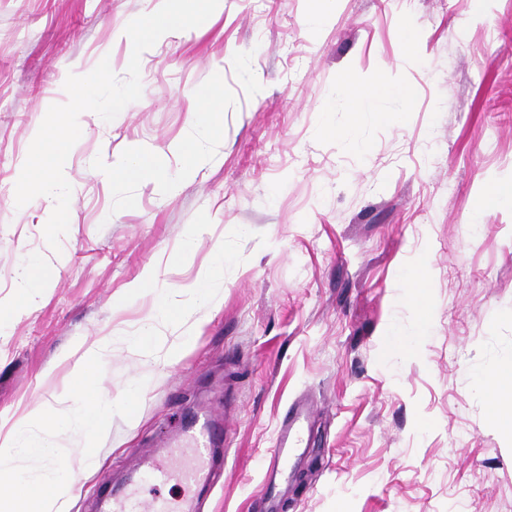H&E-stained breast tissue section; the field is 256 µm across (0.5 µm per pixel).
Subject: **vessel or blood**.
<instances>
[{"instance_id": "obj_1", "label": "vessel or blood", "mask_w": 512, "mask_h": 512, "mask_svg": "<svg viewBox=\"0 0 512 512\" xmlns=\"http://www.w3.org/2000/svg\"><path fill=\"white\" fill-rule=\"evenodd\" d=\"M312 413L306 402H292L283 417L276 439L277 451L266 471L264 490L274 495L276 478L284 470L289 455L297 453L304 443V429ZM222 435L213 429L209 419L196 420L182 441L167 451V463L153 466L152 478L157 482L177 479L186 487H207L213 477V450Z\"/></svg>"}]
</instances>
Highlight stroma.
I'll return each instance as SVG.
<instances>
[{"label": "stroma", "mask_w": 512, "mask_h": 512, "mask_svg": "<svg viewBox=\"0 0 512 512\" xmlns=\"http://www.w3.org/2000/svg\"><path fill=\"white\" fill-rule=\"evenodd\" d=\"M151 7L0 0V302L23 295L19 269L44 272L34 306L0 321V424L59 409L73 350L106 336L102 396L145 387L98 468L56 436L75 461L69 512H105L103 485L138 480L205 410L226 435L196 512H512V439L480 383L512 367V204L491 203L512 192V0H329L317 22L313 0H223L142 54L131 108L85 118L52 249L53 199L15 203L29 146L68 74L105 54L125 77L117 33ZM378 77L409 100L354 118L340 83ZM212 87L211 137L193 112ZM192 137L202 163L164 160L172 193L92 170ZM150 270L182 315L136 349L155 295L128 289ZM299 397L315 404L308 443L270 503L269 450Z\"/></svg>", "instance_id": "stroma-1"}]
</instances>
